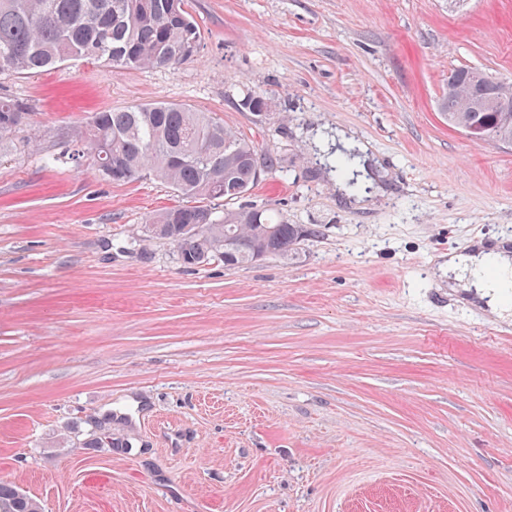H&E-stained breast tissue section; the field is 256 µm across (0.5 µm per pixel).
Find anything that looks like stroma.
Returning a JSON list of instances; mask_svg holds the SVG:
<instances>
[{"label": "stroma", "instance_id": "35a3bbf8", "mask_svg": "<svg viewBox=\"0 0 512 512\" xmlns=\"http://www.w3.org/2000/svg\"><path fill=\"white\" fill-rule=\"evenodd\" d=\"M181 66L0 75V482L44 512H512V317L439 267L512 239V147L449 127L454 69L512 86V0H188ZM262 94L265 116L243 111ZM170 102L278 161L242 198L314 228L287 258L187 267L183 203L102 176L90 113ZM370 143L389 194L336 193L312 128ZM29 107L22 100L0 96V156L7 152L11 136L27 125Z\"/></svg>", "mask_w": 512, "mask_h": 512}]
</instances>
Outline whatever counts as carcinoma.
<instances>
[{
	"instance_id": "carcinoma-1",
	"label": "carcinoma",
	"mask_w": 512,
	"mask_h": 512,
	"mask_svg": "<svg viewBox=\"0 0 512 512\" xmlns=\"http://www.w3.org/2000/svg\"><path fill=\"white\" fill-rule=\"evenodd\" d=\"M201 41V28L185 0H0L1 74H36L85 59L134 70L174 69L196 56ZM455 74L457 84L440 103L448 124L478 123L487 139L511 143L512 89L490 83L477 69L460 68ZM239 106L259 116L268 102L248 90ZM28 116L26 103L0 96V155ZM82 138L97 159L107 161L99 170L110 180L129 182L149 172L195 199L193 205L162 210L148 227L151 237L170 241L187 265L204 255L242 266L255 261L260 246L285 257L300 238L314 234L285 218L274 221L262 209L213 211L210 201L239 200L256 185L254 159L266 162L268 171L277 168V159L205 112L167 102L105 110L92 116ZM332 168L346 176L349 188H360L351 156L333 161ZM186 224L198 225L200 232L183 231ZM0 512H41V506L20 489L0 483Z\"/></svg>"
}]
</instances>
